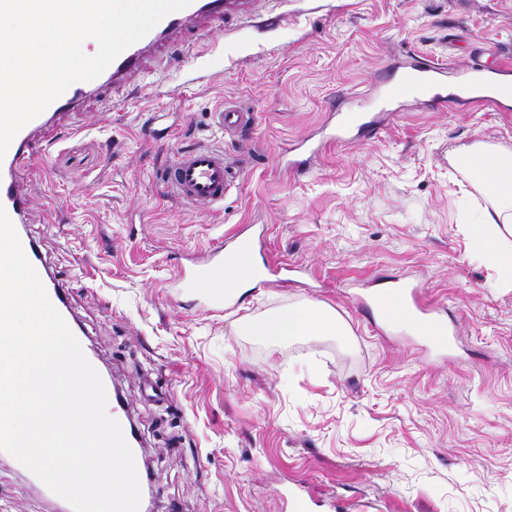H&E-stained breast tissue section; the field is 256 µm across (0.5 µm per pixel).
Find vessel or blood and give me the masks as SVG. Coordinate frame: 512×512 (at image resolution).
I'll return each instance as SVG.
<instances>
[{"instance_id": "vessel-or-blood-1", "label": "vessel or blood", "mask_w": 512, "mask_h": 512, "mask_svg": "<svg viewBox=\"0 0 512 512\" xmlns=\"http://www.w3.org/2000/svg\"><path fill=\"white\" fill-rule=\"evenodd\" d=\"M255 2L191 0L187 7L164 17L141 40L126 48L97 78L72 84L38 117L20 129L4 158L0 159V207L19 230L24 253L43 283L50 302L62 317L70 315L67 289L57 275L49 273L35 241L22 230L31 205L20 182L27 162L43 151L48 133L66 128L71 113L89 103L105 101L109 94L134 90L139 78L163 60L187 53L193 46L194 34L223 29L227 14ZM384 89L387 97L393 100L421 97L444 104L448 101L447 71L442 64L423 56L388 77ZM229 175L223 150L198 147L176 154L163 170V182L176 199L212 209L223 207L224 196L230 188ZM175 278L186 288L195 284L209 288L207 304L211 310L230 309L237 302L234 293L222 290L223 246H216L191 267H178ZM421 296L418 283L400 276L383 287L367 289L358 296L357 302L382 325L413 324L429 361L435 363L447 358L451 338L441 323L440 311L429 307ZM107 408L119 421L128 444H135L125 402L113 396L109 398Z\"/></svg>"}]
</instances>
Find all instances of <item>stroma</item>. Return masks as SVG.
Masks as SVG:
<instances>
[{
	"mask_svg": "<svg viewBox=\"0 0 512 512\" xmlns=\"http://www.w3.org/2000/svg\"><path fill=\"white\" fill-rule=\"evenodd\" d=\"M449 77L512 61V0H260L131 96L74 113L23 171L27 230L69 287L89 346L122 393L152 473L155 512H512V288L475 255L477 191L450 155L512 150L498 109L406 98L377 136L318 141L332 103L368 108L378 77L420 55ZM252 113L224 129V106ZM220 148L234 184L215 212L165 189L179 150ZM262 229L258 260L305 267L312 287L255 288L210 311L178 265ZM406 276L455 332L428 365L408 329L378 331L356 297ZM301 303L336 310L345 336L279 341L246 317ZM0 512H65L0 455Z\"/></svg>",
	"mask_w": 512,
	"mask_h": 512,
	"instance_id": "1",
	"label": "stroma"
}]
</instances>
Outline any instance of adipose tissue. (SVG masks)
I'll return each instance as SVG.
<instances>
[{
	"label": "adipose tissue",
	"mask_w": 512,
	"mask_h": 512,
	"mask_svg": "<svg viewBox=\"0 0 512 512\" xmlns=\"http://www.w3.org/2000/svg\"><path fill=\"white\" fill-rule=\"evenodd\" d=\"M452 161L487 198L486 205L476 208L470 216L476 247L499 270L503 285L511 287L512 185L504 177L512 173V156L475 143L457 150ZM251 329L256 335L285 341L299 336L337 334L342 323L329 308L304 303L271 317L252 320Z\"/></svg>",
	"instance_id": "obj_1"
}]
</instances>
